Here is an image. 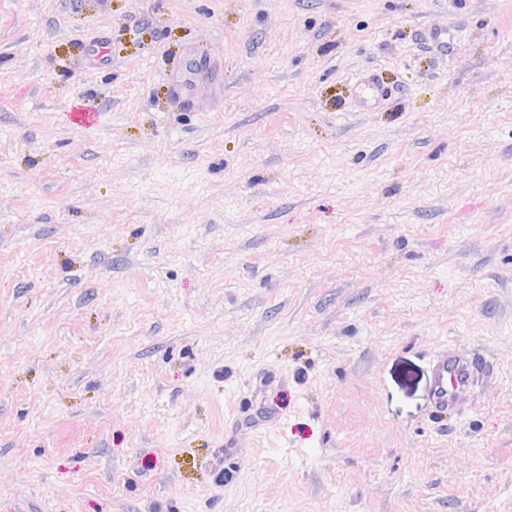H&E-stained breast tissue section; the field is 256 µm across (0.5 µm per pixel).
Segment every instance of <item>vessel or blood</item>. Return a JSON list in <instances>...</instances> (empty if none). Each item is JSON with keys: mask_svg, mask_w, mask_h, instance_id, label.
Masks as SVG:
<instances>
[{"mask_svg": "<svg viewBox=\"0 0 512 512\" xmlns=\"http://www.w3.org/2000/svg\"><path fill=\"white\" fill-rule=\"evenodd\" d=\"M356 111L369 112L384 100V86L377 74L368 73L355 79L349 88ZM476 366L473 358L463 353L442 352L433 366V397L437 405L450 409L463 406L473 392ZM277 419L265 404L249 405L236 414L224 435V452L233 454L241 435L268 428Z\"/></svg>", "mask_w": 512, "mask_h": 512, "instance_id": "b4317fda", "label": "vessel or blood"}]
</instances>
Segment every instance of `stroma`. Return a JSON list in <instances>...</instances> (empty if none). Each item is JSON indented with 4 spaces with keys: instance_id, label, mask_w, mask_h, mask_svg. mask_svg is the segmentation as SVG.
<instances>
[{
    "instance_id": "1",
    "label": "stroma",
    "mask_w": 512,
    "mask_h": 512,
    "mask_svg": "<svg viewBox=\"0 0 512 512\" xmlns=\"http://www.w3.org/2000/svg\"><path fill=\"white\" fill-rule=\"evenodd\" d=\"M0 512H512V0H0ZM349 91L358 112H371L384 100V86L375 73H367L355 79ZM476 366L463 353L442 352L433 366V397L440 407L459 409L473 392ZM257 394L255 395L253 402L250 401V405L247 410L242 413H236V416L232 418L230 422V429L225 432L224 435V455H232L235 448L239 446V436L246 434L247 432H255L257 430H263L272 425L276 419V413L269 407H267L262 401L258 404L255 403Z\"/></svg>"
}]
</instances>
